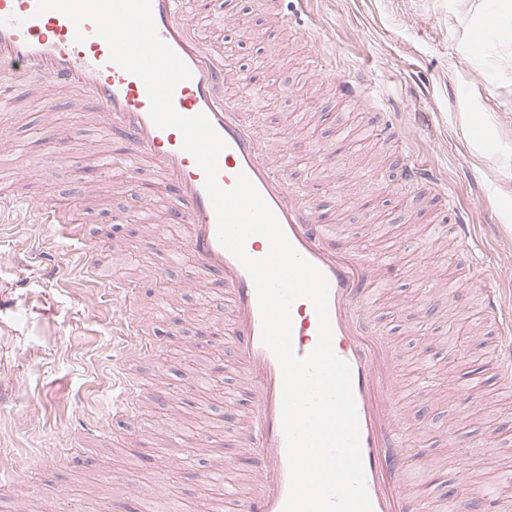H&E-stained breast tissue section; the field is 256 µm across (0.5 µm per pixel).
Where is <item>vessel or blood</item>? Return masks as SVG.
Here are the masks:
<instances>
[{
  "label": "vessel or blood",
  "instance_id": "b4317fda",
  "mask_svg": "<svg viewBox=\"0 0 512 512\" xmlns=\"http://www.w3.org/2000/svg\"><path fill=\"white\" fill-rule=\"evenodd\" d=\"M37 0H0V96L6 85H32L43 80L75 92L92 104L107 136L122 138L125 148L117 161L128 172L130 186H138L143 163H150L165 184L173 186L177 205L170 220L188 227L185 239L173 249L188 262L184 288L197 292L210 310H228L225 339L235 351L232 363L249 395L239 433L243 448L252 452L256 469L248 495L238 512H282L289 486V467L281 426L282 375L274 355L260 341L261 319L252 280L216 236V216L204 189V174L192 156L182 151V136L158 128L149 116L143 82L110 62L107 43L94 33L92 23L80 30L84 43L74 41L77 28L61 13L36 15ZM217 8L216 0H152L160 37L184 60L192 78L174 95L176 110L185 116L205 114L227 143L219 156V183L231 187L245 173L276 214L296 250L319 268L329 281V313L333 347L352 371L367 489L373 512H431L425 500L404 488L406 442L393 409L398 392L399 356L384 335H363L360 318L371 311L378 288L389 281L381 270L386 261L338 248L333 225L322 223L314 198L294 183L282 158L288 143L273 138L253 122L244 99L260 94L250 67L232 69L224 50L205 45L197 16ZM235 94H225L228 85ZM18 199L0 185V214L16 212L22 224H62L72 239L79 227L68 208L45 211L36 205L19 209ZM473 262L485 271L480 283V313L499 330V370L504 389L512 391V317L496 286L498 270L484 253ZM112 296L118 308L112 319L114 335L126 337L125 359L140 353L135 339L142 334L136 303L127 295L120 276L112 278ZM293 345L307 355L316 345L318 319L310 301L297 300L292 308ZM139 388L123 385L113 399L117 418L137 417ZM153 486L127 476L116 506L144 502Z\"/></svg>",
  "mask_w": 512,
  "mask_h": 512
}]
</instances>
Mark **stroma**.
<instances>
[{"mask_svg": "<svg viewBox=\"0 0 512 512\" xmlns=\"http://www.w3.org/2000/svg\"><path fill=\"white\" fill-rule=\"evenodd\" d=\"M281 6L297 15L285 30L263 0H237L232 26L219 17L198 18L197 25L205 43L224 42L238 63L267 59L277 83L289 87V94H273L263 121L288 142L293 178L307 183L322 215L336 221L339 245L393 250L401 259L366 330L384 334L401 358L399 385L409 396L399 405L400 422L433 467L423 475L408 463L414 493L434 506L464 495L470 465L457 447L470 442L484 460V484L496 486L504 512H512V485L503 477L512 471V427L502 424L512 416V393L502 390L493 362L495 329L479 316L466 247L433 233L456 214L431 186L404 185L395 144L377 135L389 126L410 136L415 154L447 181L457 207L471 213L512 299V31L493 22L494 0H282ZM259 29L266 39L255 38ZM316 54L336 74L381 85L384 102L359 108L330 79L312 97L292 95ZM49 110L71 144L63 160L44 153ZM296 112L310 124L287 125L286 115ZM0 133L18 145L0 153V182L25 187L37 206L72 210L86 237L102 242L104 266L136 289L149 319L144 354L124 365V339L112 333V290L86 276L81 244L61 243L60 227L48 224L0 228V457L18 477L14 490H0V512H11L17 492L35 502L55 495L60 512H109L119 478L132 473L155 484L152 512L173 504L179 512H205L206 502L224 497L223 486L202 480L220 460L228 463L226 483L243 497L250 455L237 441L238 411L224 401L239 380L229 371L211 386L196 385L216 358L232 361V350L184 345V335L211 323L196 293L179 295L191 315L182 333L155 309L184 275L161 244L186 234L183 225L166 221L176 205L173 192L143 168L153 220L162 226L147 232L141 195L123 191V167H101L88 151L97 124L68 95L19 90L12 113L0 118ZM340 134L349 152L321 164L322 149ZM37 246L58 259L63 274L40 267ZM452 312L469 318L476 332L464 358L448 333ZM124 370L150 391L156 372L166 381L163 395L144 400L143 431L132 438L122 424L106 421ZM81 421H103L107 429L82 435ZM172 431L195 442L192 462L176 470L168 465Z\"/></svg>", "mask_w": 512, "mask_h": 512, "instance_id": "35a3bbf8", "label": "stroma"}]
</instances>
